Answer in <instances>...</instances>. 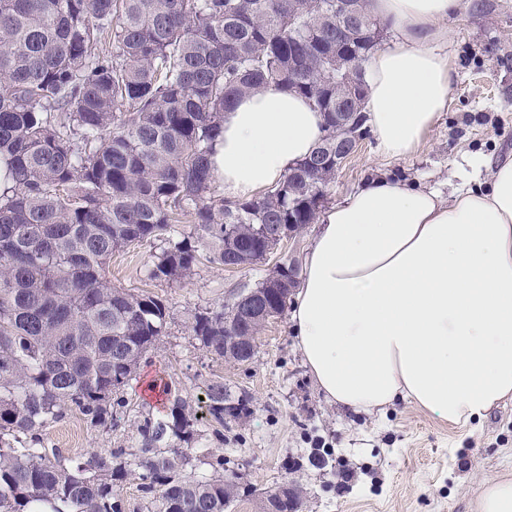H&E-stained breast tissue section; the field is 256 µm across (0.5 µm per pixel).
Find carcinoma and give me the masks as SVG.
Returning a JSON list of instances; mask_svg holds the SVG:
<instances>
[{"label": "carcinoma", "mask_w": 512, "mask_h": 512, "mask_svg": "<svg viewBox=\"0 0 512 512\" xmlns=\"http://www.w3.org/2000/svg\"><path fill=\"white\" fill-rule=\"evenodd\" d=\"M388 25L365 0H0V512H122L112 486L136 474L157 512H224L237 486L191 479L163 449L194 436L174 399L148 419L145 448L52 462L43 428L74 409L93 425L164 335L170 307L112 287V254L157 241L148 277L180 283L201 261L256 265L262 224H312L336 174V139L362 140L367 94L354 63ZM307 98L325 136L277 184L226 202L209 155L237 98L268 87ZM345 104L336 125V100ZM192 229L177 230L180 217ZM261 323L228 303L191 317L190 331L224 357L229 331ZM211 418L224 383L206 388Z\"/></svg>", "instance_id": "1"}]
</instances>
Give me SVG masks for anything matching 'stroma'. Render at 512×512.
Here are the masks:
<instances>
[{"mask_svg":"<svg viewBox=\"0 0 512 512\" xmlns=\"http://www.w3.org/2000/svg\"><path fill=\"white\" fill-rule=\"evenodd\" d=\"M454 61L448 109L412 157L388 161L374 136L338 169L327 206L341 202L371 176L384 174L451 194L465 157L487 163L512 152V0H464L444 22ZM318 231L307 225L267 260L245 269L207 265L180 284L154 281L147 269L156 244L116 253L108 269L114 287L150 293L171 307L167 331L142 359L113 409L115 420L94 426L77 411L44 428V447L65 467L90 453H139L141 427L165 416L181 398L196 416V434L170 439L169 454L184 458L185 475L211 477L216 459L239 496L227 512H256L261 492L284 482L302 489L300 512H475L479 481L512 475V399L466 426L442 421L402 401L382 413L353 414L328 402L312 381L295 345L289 313L261 332L250 362L235 364L202 348L189 329L191 315L233 301L244 286L266 278L276 264L304 260ZM223 381L246 413L216 424L203 396ZM349 471L347 483L337 474Z\"/></svg>","mask_w":512,"mask_h":512,"instance_id":"1","label":"stroma"}]
</instances>
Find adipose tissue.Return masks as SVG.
Segmentation results:
<instances>
[{
	"mask_svg": "<svg viewBox=\"0 0 512 512\" xmlns=\"http://www.w3.org/2000/svg\"><path fill=\"white\" fill-rule=\"evenodd\" d=\"M398 32L365 64L383 156L417 152L448 108L441 21L460 0H367ZM324 118L270 87L224 114L210 167L226 200L252 198L307 157ZM473 160L450 197L376 175L322 217L291 310L318 389L355 413L409 400L451 424L512 399V155L486 181Z\"/></svg>",
	"mask_w": 512,
	"mask_h": 512,
	"instance_id": "adipose-tissue-1",
	"label": "adipose tissue"
}]
</instances>
